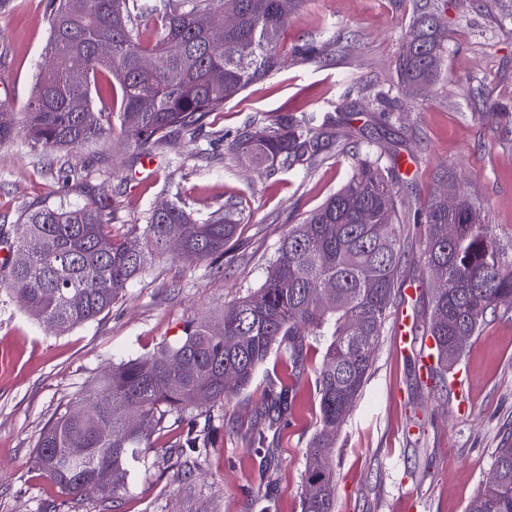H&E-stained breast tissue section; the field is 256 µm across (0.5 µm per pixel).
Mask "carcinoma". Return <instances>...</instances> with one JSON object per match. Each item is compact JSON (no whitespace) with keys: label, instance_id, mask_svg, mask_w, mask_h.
I'll use <instances>...</instances> for the list:
<instances>
[{"label":"carcinoma","instance_id":"carcinoma-1","mask_svg":"<svg viewBox=\"0 0 512 512\" xmlns=\"http://www.w3.org/2000/svg\"><path fill=\"white\" fill-rule=\"evenodd\" d=\"M281 0H45L49 29L46 53L53 66L40 72L20 112L0 101V144L24 138L67 179L83 184L84 200L61 199L22 210L12 230L5 280L45 328L62 334L112 308L126 288L168 255L169 230L185 234L182 256L216 263L237 236L242 211L195 218L181 193L170 208L147 210L136 240L112 235V200L88 182L90 170L67 166L73 149L112 141L141 157L177 132L193 143L209 118L250 85L277 71L288 20ZM231 11L216 48L206 20ZM447 32L430 3L416 4L397 61L408 87L433 83L441 70ZM152 66L144 67L145 60ZM109 78L119 108L93 100L92 90ZM83 102L75 110L72 103ZM312 114H284L268 124L255 118L230 146L258 169L288 172L321 151ZM427 227L422 252L430 278L426 335L434 341L430 377L442 390L461 358L450 352L453 336H473L512 298V245H503L468 198L454 211L435 203L416 215ZM454 226L448 235V226ZM404 257L401 222L380 159L363 160L346 184L319 207L303 214L280 242L256 291L225 311L194 318L183 335L155 352L112 367L86 390L79 406L58 414L41 433L35 465L66 496L107 512L125 484L110 483L121 472L136 479L145 449L175 413L187 421L185 436L166 449L168 459L197 466L211 447L210 429H197L204 406L231 400L252 381L274 352L290 375L305 371L309 338L324 339L314 380L320 431L306 453L301 512H334V438L372 368L382 328L398 287ZM231 336V346L225 337ZM296 390L274 384L256 411L261 428L253 448L268 447L267 432L292 415ZM138 425L127 426L130 411ZM493 472L467 512H512V446L498 450Z\"/></svg>","mask_w":512,"mask_h":512}]
</instances>
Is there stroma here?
I'll return each mask as SVG.
<instances>
[{
  "instance_id": "1",
  "label": "stroma",
  "mask_w": 512,
  "mask_h": 512,
  "mask_svg": "<svg viewBox=\"0 0 512 512\" xmlns=\"http://www.w3.org/2000/svg\"><path fill=\"white\" fill-rule=\"evenodd\" d=\"M15 4L0 12V100L19 109L47 66L48 29L43 0ZM438 4L447 29L443 64L422 94L401 88L396 76L415 0H303L283 37L286 67L212 116L211 128L223 132L224 142L193 146L169 136L154 146L148 168L107 142L70 154L72 165H89L105 179L116 208L114 234L132 236L143 213L176 192L202 215L240 202L244 222L223 273L209 274L205 264L170 252L108 313L62 335L0 288V512H39L47 502L56 512H77L35 468L43 429L113 365L152 353L180 336L188 320L229 309L259 288L300 214L341 188L365 154L413 161L389 181L405 225L400 279L418 293L396 295L391 309L408 308L418 329L429 317L421 289L426 230L413 216L441 186L469 196L501 243L512 242V0ZM305 42L316 43L320 54L291 60L293 47ZM482 87L491 90L493 106L478 102ZM301 112L330 121L319 130L323 150L293 171L270 175L230 151L229 139L254 117ZM63 195L82 199L80 188L37 152L0 145V223L13 224L25 208ZM502 307L463 348L460 392L431 390L413 358L399 354L394 327L385 323L364 388L336 432L335 512H406L409 491L417 512H466L497 450L512 444V301ZM320 360L321 345L312 343L295 414L268 433L270 467H261L251 436L269 381L288 376L276 353L249 387L199 416L213 429L214 446L192 470L156 461L187 430L183 419L169 416L147 451L155 467L129 483L112 512H257L268 492L277 512H300L306 451L320 429L314 392Z\"/></svg>"
}]
</instances>
